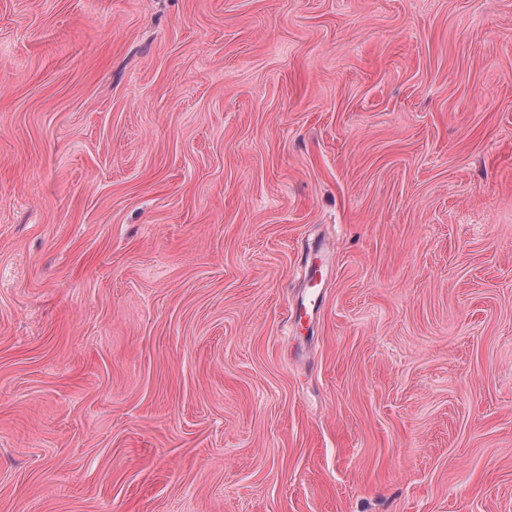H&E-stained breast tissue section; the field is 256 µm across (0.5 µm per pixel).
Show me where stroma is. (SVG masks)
Returning <instances> with one entry per match:
<instances>
[{"label": "stroma", "mask_w": 512, "mask_h": 512, "mask_svg": "<svg viewBox=\"0 0 512 512\" xmlns=\"http://www.w3.org/2000/svg\"><path fill=\"white\" fill-rule=\"evenodd\" d=\"M0 512H512V0H0Z\"/></svg>", "instance_id": "35a3bbf8"}]
</instances>
